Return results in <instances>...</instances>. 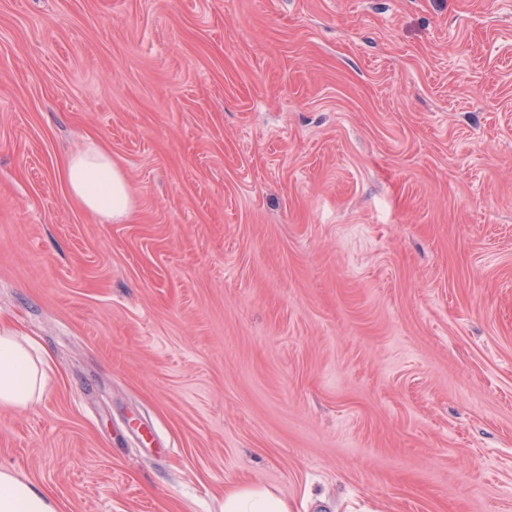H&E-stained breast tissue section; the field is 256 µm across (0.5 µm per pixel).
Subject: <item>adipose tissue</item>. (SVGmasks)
Returning <instances> with one entry per match:
<instances>
[{"mask_svg": "<svg viewBox=\"0 0 512 512\" xmlns=\"http://www.w3.org/2000/svg\"><path fill=\"white\" fill-rule=\"evenodd\" d=\"M69 195L83 210L102 220L125 217L131 210L127 181L109 151L90 140L64 165ZM48 352L9 330L0 328V406L27 408L40 401L46 389ZM221 512H289L276 492L255 484L237 483L224 491ZM0 512H58L53 498L34 482L11 469L0 468Z\"/></svg>", "mask_w": 512, "mask_h": 512, "instance_id": "adipose-tissue-1", "label": "adipose tissue"}]
</instances>
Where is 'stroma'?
Returning <instances> with one entry per match:
<instances>
[{
    "label": "stroma",
    "mask_w": 512,
    "mask_h": 512,
    "mask_svg": "<svg viewBox=\"0 0 512 512\" xmlns=\"http://www.w3.org/2000/svg\"><path fill=\"white\" fill-rule=\"evenodd\" d=\"M0 325L62 512H512V0H0ZM63 177L71 199L99 219L111 221L129 214L131 197L125 176L98 142L89 139L69 157ZM49 361L48 352L39 353L28 341L0 328V406L28 408L40 401ZM221 512H289L288 501L259 485L237 483L224 489Z\"/></svg>",
    "instance_id": "1"
}]
</instances>
